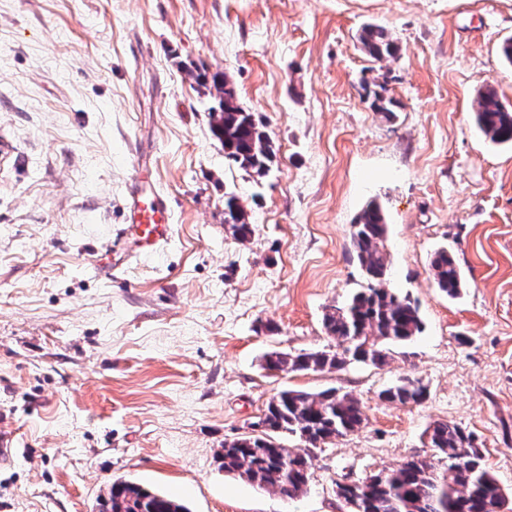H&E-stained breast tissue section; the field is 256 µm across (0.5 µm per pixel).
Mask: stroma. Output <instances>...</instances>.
<instances>
[{"label":"stroma","instance_id":"1","mask_svg":"<svg viewBox=\"0 0 512 512\" xmlns=\"http://www.w3.org/2000/svg\"><path fill=\"white\" fill-rule=\"evenodd\" d=\"M369 25L396 57H369ZM509 38L512 0H0V433L16 450L0 512H97L116 479L190 512H342L337 483L429 455L436 421L473 432L512 495V146L475 124L486 86L512 105ZM216 73L270 137L265 177L210 132ZM137 170L172 236L103 280L92 263L134 245ZM229 190L248 241L224 222ZM373 201L422 332L381 368L268 372L270 351L332 345L323 316L366 285L350 230ZM442 247L466 278L455 300L430 279ZM408 375L422 404L380 399ZM330 387L366 422L316 451L306 492L220 468L277 391Z\"/></svg>","mask_w":512,"mask_h":512}]
</instances>
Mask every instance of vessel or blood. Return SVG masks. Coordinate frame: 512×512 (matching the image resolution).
<instances>
[{"label":"vessel or blood","instance_id":"vessel-or-blood-1","mask_svg":"<svg viewBox=\"0 0 512 512\" xmlns=\"http://www.w3.org/2000/svg\"><path fill=\"white\" fill-rule=\"evenodd\" d=\"M127 230L136 241L139 255L156 253L171 236L172 213L168 198L157 188L144 184L136 174L126 200Z\"/></svg>","mask_w":512,"mask_h":512}]
</instances>
